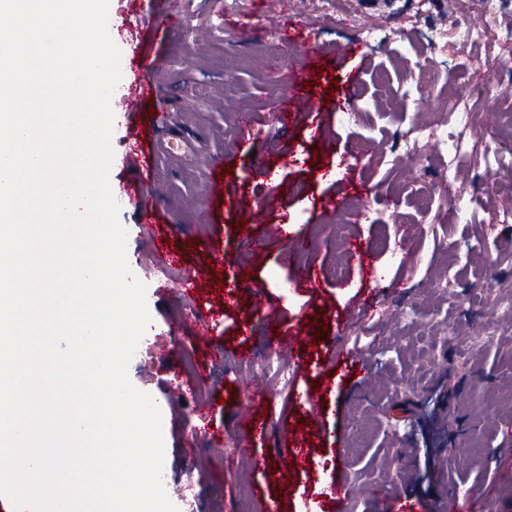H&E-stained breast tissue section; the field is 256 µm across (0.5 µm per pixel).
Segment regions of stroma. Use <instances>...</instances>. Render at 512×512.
Returning <instances> with one entry per match:
<instances>
[{"label":"stroma","instance_id":"stroma-1","mask_svg":"<svg viewBox=\"0 0 512 512\" xmlns=\"http://www.w3.org/2000/svg\"><path fill=\"white\" fill-rule=\"evenodd\" d=\"M130 4L112 0L109 14L121 51L118 87L133 88L140 57L156 58L159 92L136 112L145 122L176 116L151 186L182 262L158 267L153 225L120 202L128 263L147 286L151 316L128 375L162 411L163 483L179 512H239L245 495L252 512H328L324 489L335 474L353 488L345 512H396L404 496L419 512L437 503L456 512L465 497L486 512H512V474L499 466L512 427V223L498 221L512 211V180L484 190L501 161L494 152L454 168L449 154L427 146L390 164L399 129L483 111L458 95L488 53L465 25L494 13L501 46L512 50V0H458L449 16L444 0H342L337 11L326 0H144V17L158 9L179 21L159 41L129 21ZM285 22L323 43L327 56L314 63L299 44L283 43ZM366 25L382 28L381 41L346 55ZM351 70L363 107L354 119L338 108ZM297 91L310 108L277 129L275 104ZM243 113L255 119L253 153L238 142ZM128 120L115 112V192L136 166L124 142ZM315 126L325 141L311 139ZM361 141L380 151L359 164L354 187L342 161ZM449 172L476 200L457 222L425 221L426 201L445 203L438 186ZM339 198L354 211H382L383 223H337ZM241 199L259 210L238 207ZM287 223L310 240L306 255L289 253ZM351 240L370 251L376 279L388 286L361 313L355 306L368 283L348 262ZM304 267L313 283L296 282ZM196 268L211 290L200 319L181 288ZM259 301L298 339L285 386L257 378L238 356L267 346L256 328ZM345 352L362 359L366 380L321 393L309 410L301 394L335 375ZM244 413L264 426L248 444L238 425ZM284 426L307 445L304 466L281 464Z\"/></svg>","mask_w":512,"mask_h":512}]
</instances>
